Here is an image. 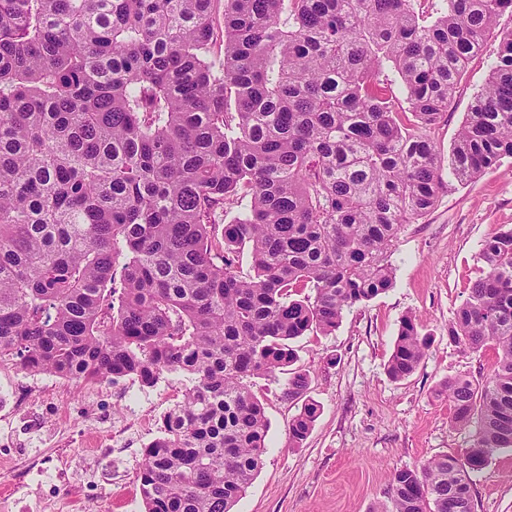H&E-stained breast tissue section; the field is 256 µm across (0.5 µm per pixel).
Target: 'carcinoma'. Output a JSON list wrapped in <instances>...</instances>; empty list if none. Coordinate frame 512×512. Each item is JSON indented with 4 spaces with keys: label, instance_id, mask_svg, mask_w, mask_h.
I'll list each match as a JSON object with an SVG mask.
<instances>
[{
    "label": "carcinoma",
    "instance_id": "cac0c4a2",
    "mask_svg": "<svg viewBox=\"0 0 512 512\" xmlns=\"http://www.w3.org/2000/svg\"><path fill=\"white\" fill-rule=\"evenodd\" d=\"M506 13L512 0H0V363L186 378L144 450V512H231L266 452L249 380L392 287L400 228L434 208L443 163L467 182L512 158ZM493 36L444 159L434 131ZM480 260L448 336L495 362L443 384L470 446L394 471L373 512H474V477L512 451V228ZM427 348L405 318L388 375ZM308 385L295 371L285 395ZM318 412L304 403L292 445Z\"/></svg>",
    "mask_w": 512,
    "mask_h": 512
}]
</instances>
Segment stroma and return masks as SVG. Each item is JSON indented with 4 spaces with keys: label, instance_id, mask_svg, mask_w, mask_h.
Returning a JSON list of instances; mask_svg holds the SVG:
<instances>
[{
    "label": "stroma",
    "instance_id": "obj_1",
    "mask_svg": "<svg viewBox=\"0 0 512 512\" xmlns=\"http://www.w3.org/2000/svg\"><path fill=\"white\" fill-rule=\"evenodd\" d=\"M498 43L473 58L455 104L434 133L448 154L488 77ZM446 189L425 218L403 225L391 257L392 288L344 313L335 331L293 341L305 398L319 407L307 439L293 446L288 424L302 402L284 398L287 373L252 390L268 424L263 464L232 512H371L395 470L439 453L463 455L469 433L451 422L439 389L448 377L490 373L493 351L464 352L448 323L483 276L484 240L512 227V158ZM416 317L429 348L417 370L392 380L386 364L400 323ZM0 386L23 388L25 411L0 418V512H143L139 471L151 439L140 422L181 402L180 383L136 377L85 382L0 365ZM476 512H512V453L495 455L476 477Z\"/></svg>",
    "mask_w": 512,
    "mask_h": 512
}]
</instances>
